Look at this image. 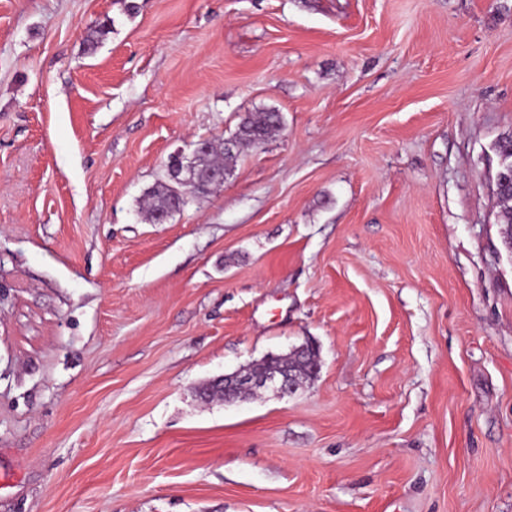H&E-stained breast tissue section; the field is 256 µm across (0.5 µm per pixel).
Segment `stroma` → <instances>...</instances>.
Returning <instances> with one entry per match:
<instances>
[{
	"label": "stroma",
	"mask_w": 512,
	"mask_h": 512,
	"mask_svg": "<svg viewBox=\"0 0 512 512\" xmlns=\"http://www.w3.org/2000/svg\"><path fill=\"white\" fill-rule=\"evenodd\" d=\"M507 136L512 0H0V512H512ZM283 126V116L277 110L249 112L230 137L214 140L216 144L212 141L208 150L201 155L193 149L191 158L183 157L176 174L187 184H203L208 190L202 195L195 186H185L178 191L179 195L187 198L211 194L219 186L217 176L224 174L226 179L231 174L243 148L261 146ZM508 183L512 184V157L510 159L500 157V169L496 176L495 194L497 195L501 208L500 224H502L501 227L503 231H501V234L503 242L508 237L509 231L511 230L509 225H512V188L511 185L503 187L500 191L499 188ZM174 172H170L172 175ZM168 169H166V181L156 183L147 192V211L151 220L156 223L157 217L161 213L175 211L185 206L182 199L173 194L171 186L174 185ZM167 220V217L161 216L158 218L157 223L162 224ZM307 346L308 344L305 346L306 354L302 356L301 360L290 359L291 351L287 353L288 369H291L298 382L303 378H311L318 370L317 353ZM242 369L231 374H224V380L226 381L225 395L224 382H212L206 388L203 394L204 398L209 399L214 394L220 393L224 396L225 403H232L244 400L245 393L257 389L273 388L282 397L292 395L299 389L290 371L286 373L274 369L266 373H241Z\"/></svg>",
	"instance_id": "stroma-1"
}]
</instances>
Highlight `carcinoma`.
Wrapping results in <instances>:
<instances>
[{"label":"carcinoma","instance_id":"obj_1","mask_svg":"<svg viewBox=\"0 0 512 512\" xmlns=\"http://www.w3.org/2000/svg\"><path fill=\"white\" fill-rule=\"evenodd\" d=\"M283 116L269 109L250 112L239 122L235 132L228 138H221L210 144L202 154L192 152V156L183 158L177 169V175L188 184H203L206 194H211L219 186L217 176L230 175L237 157L244 148H257L272 135L282 130ZM172 179L156 183L147 192V211L151 220H157L161 213L175 211L184 205L182 199L173 194ZM501 208L502 238H507L512 230V187L507 185L497 194ZM317 353L309 348L299 360H288V368L296 379L310 378L316 374Z\"/></svg>","mask_w":512,"mask_h":512}]
</instances>
